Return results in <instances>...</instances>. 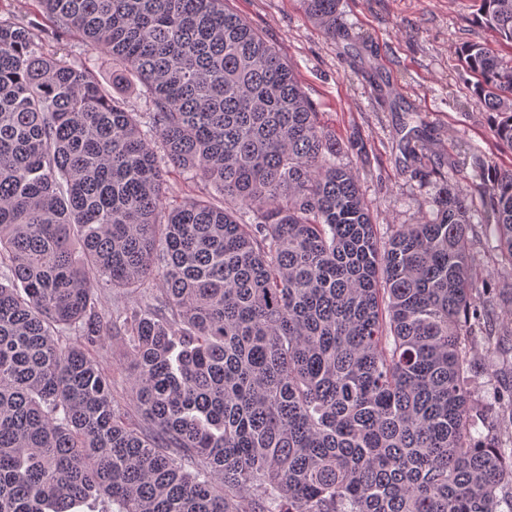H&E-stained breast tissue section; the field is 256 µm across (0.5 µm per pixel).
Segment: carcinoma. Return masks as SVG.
Instances as JSON below:
<instances>
[{"label":"carcinoma","instance_id":"carcinoma-1","mask_svg":"<svg viewBox=\"0 0 512 512\" xmlns=\"http://www.w3.org/2000/svg\"><path fill=\"white\" fill-rule=\"evenodd\" d=\"M512 49V0H476ZM0 20V512H498L512 380L470 342L512 323L443 177L379 243L354 171L279 51L226 0H35ZM336 38L338 0H303ZM112 59L138 112L42 35ZM512 151V63L462 49ZM211 186L172 210L169 174ZM485 230L512 271V166ZM103 288L121 301L99 307ZM124 337L134 423L92 351ZM472 350L477 358L476 361L478 365H480H477L480 368L478 369L479 371L476 379L475 396L479 399H483L484 401L492 402L494 384L501 379L512 380V354L510 353V361L507 360V358H509V353L506 355L500 351V349H497L493 343L487 347L482 342H478L473 346ZM493 355L500 357V363L498 364L497 370L493 371L492 376L491 374L481 370V368L482 365L487 362V359ZM502 358L504 360L503 362Z\"/></svg>","mask_w":512,"mask_h":512}]
</instances>
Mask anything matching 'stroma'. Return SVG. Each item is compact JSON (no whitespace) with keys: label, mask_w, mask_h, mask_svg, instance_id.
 I'll return each mask as SVG.
<instances>
[{"label":"stroma","mask_w":512,"mask_h":512,"mask_svg":"<svg viewBox=\"0 0 512 512\" xmlns=\"http://www.w3.org/2000/svg\"><path fill=\"white\" fill-rule=\"evenodd\" d=\"M228 6L290 63L324 129L342 141L335 163L356 172L378 240L432 218L442 173L453 175L472 203L473 223L483 224L487 171L511 166L512 151L498 145L488 113L473 98L460 49L477 42L503 57L512 51L475 21V0H340L348 41L327 37L302 0ZM355 133L364 151L348 145ZM472 252L481 279L512 284L492 235L474 236ZM98 356L112 372L118 400L127 402L123 337L105 336Z\"/></svg>","instance_id":"1"}]
</instances>
